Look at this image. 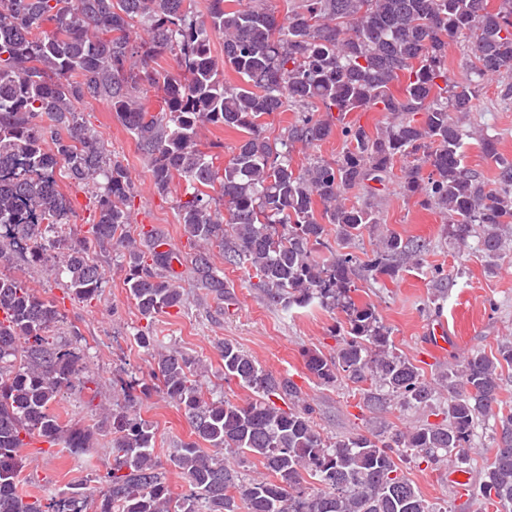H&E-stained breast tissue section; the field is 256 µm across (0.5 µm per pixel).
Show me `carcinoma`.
Listing matches in <instances>:
<instances>
[{
    "instance_id": "carcinoma-1",
    "label": "carcinoma",
    "mask_w": 512,
    "mask_h": 512,
    "mask_svg": "<svg viewBox=\"0 0 512 512\" xmlns=\"http://www.w3.org/2000/svg\"><path fill=\"white\" fill-rule=\"evenodd\" d=\"M136 27L147 35L139 44L130 38ZM215 36L224 38L222 64L212 52ZM451 41L468 57L463 81H448ZM165 53L176 71L151 66ZM226 67L239 83L224 79ZM492 76L512 78V0H294L282 22L268 0L251 7L208 0L203 15L190 0H0V226L9 227L0 233V262L19 253L63 276L69 299L87 302L106 279L92 249L126 248L129 296L146 321L135 338L150 350L156 317L187 306L182 280L233 300L210 260L217 247L225 263L252 269L267 303L344 313L336 353L305 354L310 375L324 384L347 377L368 407L393 399L441 417L405 431L329 439L316 429L312 407L300 403V388L239 345H219L220 379L252 390L244 404L205 396L201 360L167 347L155 354L149 380L117 379L112 407L88 401L103 416L112 450L99 497L74 485L26 503L22 458L33 440L92 453V434L62 419L56 404L94 379L76 348L53 340L64 321L57 302L1 271L0 512H448L420 493L403 463L459 466L487 416L500 433L472 495L512 512V408L499 399L512 341L494 353L471 352L432 386L396 351L375 305L355 298L357 280L377 284L408 260L423 265L427 244L391 232L373 256L352 252L379 223L371 196L391 179L395 160L409 156L398 176L404 196L442 214L458 248L475 239L490 262L501 259L512 230V161L484 137L478 146L498 165L497 179L490 184L467 168L465 133L451 117L471 111ZM149 87L166 94L157 112L142 103ZM90 100L111 105L159 193L176 178L184 182L187 199L176 209L198 245L193 255L169 248L155 228L138 244L128 241L133 188L78 109ZM370 110L392 122L370 132L346 120ZM275 112L294 117L270 138L265 118ZM206 124L243 133L222 169L200 149ZM335 134L343 141L337 159L293 166L295 145ZM59 175L89 194L88 237L72 229ZM355 188L369 198L348 205L343 195ZM332 231L345 251L324 258ZM439 387L448 393L441 406L434 404ZM156 388L183 410L193 435L170 455L186 484L177 496L154 458L155 429L136 410ZM258 464L263 471L249 474Z\"/></svg>"
}]
</instances>
